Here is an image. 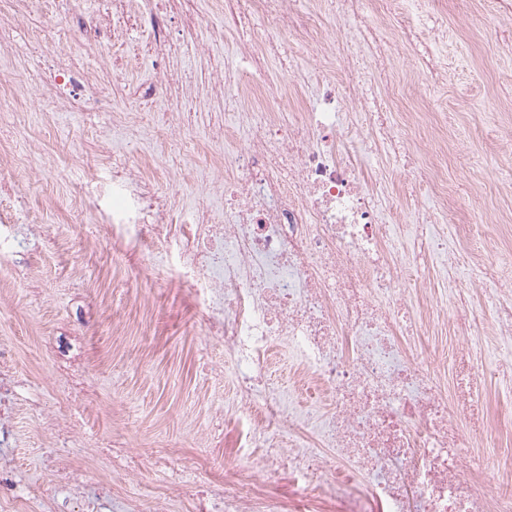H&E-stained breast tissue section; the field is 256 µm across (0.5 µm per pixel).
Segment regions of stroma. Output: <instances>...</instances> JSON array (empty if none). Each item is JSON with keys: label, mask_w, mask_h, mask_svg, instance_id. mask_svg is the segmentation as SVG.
Masks as SVG:
<instances>
[{"label": "stroma", "mask_w": 512, "mask_h": 512, "mask_svg": "<svg viewBox=\"0 0 512 512\" xmlns=\"http://www.w3.org/2000/svg\"><path fill=\"white\" fill-rule=\"evenodd\" d=\"M212 2L196 0L200 26L191 40L182 37L178 14L159 10L168 38L179 43L174 65L187 76L186 101L197 126L198 149L186 157L171 147L180 133L176 115L147 99L155 81L150 63L131 68L127 52L113 50L111 42H64L49 34L52 25L76 26L98 10L99 0H68L55 18L26 0H0L15 17L0 45V68L29 78L17 113L0 117V185L9 189L0 213V336L12 337L17 350L18 484L64 489L78 469L88 491L106 480L113 497L135 500L168 494L165 461L185 464L198 488L238 463L211 434L226 414L229 392L214 387L211 365L222 349L197 328L189 292L169 279L162 261L125 252L99 230L112 216L106 163L112 154L154 177L180 209L224 207L212 189L222 174L211 164L219 145L210 132L242 106L214 97L210 85L220 73L229 89L244 88L249 71L225 68L224 61L248 42L257 19L243 17L231 34L216 38L220 13ZM434 9L447 25L446 38L403 33L390 69L375 72L373 86L382 95L399 83L391 121L426 108L446 116L448 196L424 199L423 207H447L472 236L512 250V223L493 221L512 213V160L505 158L512 142L504 137L512 129V0H490L485 9L475 0H435ZM490 12L500 15L499 23L488 24ZM437 58L445 71L426 102L428 62ZM64 64L92 77L95 93L44 111L42 83ZM116 107L140 112L138 128L113 131ZM33 288L39 296H30ZM58 359L97 394L92 405L73 411L75 436L87 448L63 466L48 457L51 439L43 425L63 391ZM102 438L136 453L138 468L114 470L111 457L96 448ZM473 443L485 485H496V460L512 451V426L485 429Z\"/></svg>", "instance_id": "1"}]
</instances>
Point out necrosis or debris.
Segmentation results:
<instances>
[{
	"label": "necrosis or debris",
	"mask_w": 512,
	"mask_h": 512,
	"mask_svg": "<svg viewBox=\"0 0 512 512\" xmlns=\"http://www.w3.org/2000/svg\"><path fill=\"white\" fill-rule=\"evenodd\" d=\"M130 16L112 0L110 17L93 15L70 39H103L135 28L156 50L165 34L156 0ZM378 0H224V23L242 14L258 18L251 50L241 60L253 70L248 111L238 113L244 143L229 144V129L212 131L223 142L224 219L210 210L174 212L170 196L121 157L112 159V223L122 243L150 257L173 254L174 279L185 284L208 337L224 348L232 384L233 427L225 447L248 457L262 449L259 477L243 469L224 472L200 512H316L319 489L342 499L347 512H512V454L498 462V486L483 491L481 466L466 463L469 443L458 422L489 425L487 385L478 381L465 350L450 352L453 383L426 372L421 349L408 337L436 328L444 313L432 295L418 293L410 306L404 287L415 283L410 261L396 263L402 204L377 201L381 178L368 179L352 144L368 132L383 141L401 167L403 128L388 122L389 102L362 101L351 64L355 49L368 61L392 53L406 20L443 33L431 0H391L389 27L374 33L359 23ZM334 19L342 40L324 21ZM288 34L297 57L319 47L314 107L292 103L293 84L269 77L256 49L270 46L273 30ZM423 224L429 255L449 268L470 267L478 280L454 278L455 296L471 288L498 293L489 338L512 339V253L483 261L485 242L448 252L438 225L447 209L414 211ZM175 226L166 240L163 224ZM286 347L288 385L271 370L274 351ZM15 346L0 338V512L21 501L8 477L16 467L13 423ZM88 386L71 388L66 407L47 414L54 459L72 455V407L92 404ZM288 481L290 498L272 491Z\"/></svg>",
	"instance_id": "necrosis-or-debris-1"
}]
</instances>
